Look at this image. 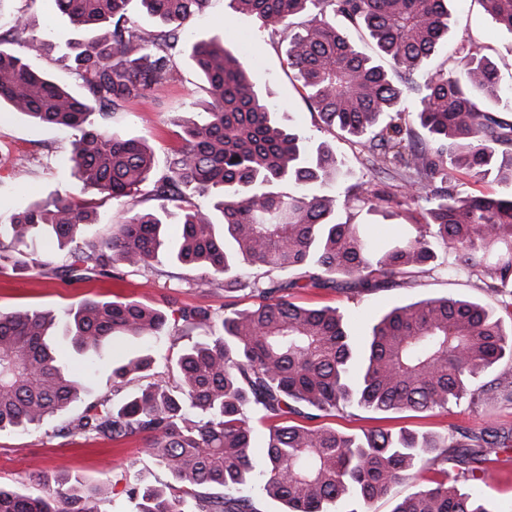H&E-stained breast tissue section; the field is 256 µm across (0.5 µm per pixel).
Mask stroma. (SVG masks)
Instances as JSON below:
<instances>
[{"instance_id":"obj_1","label":"stroma","mask_w":512,"mask_h":512,"mask_svg":"<svg viewBox=\"0 0 512 512\" xmlns=\"http://www.w3.org/2000/svg\"><path fill=\"white\" fill-rule=\"evenodd\" d=\"M14 13L27 14L33 33L42 39L64 43L71 36L68 24L58 16L53 0H8ZM448 36L432 56L430 69H453L458 65L453 49L461 39L481 47L496 64L504 88L512 89V31L498 24L478 0H454ZM222 35L232 50L248 63L253 84L275 104L283 123L311 137L313 143H326L350 164H357L361 149L341 133L319 130L318 117L298 93L297 81L288 69L284 44L272 41L259 21L251 15L235 12L229 0H210L206 13L195 20L187 38ZM194 63L181 55L176 59L172 80L163 91L132 101L113 111L106 123L120 138L145 140L154 151L157 168H165L172 152L181 143L186 123L200 121L207 98ZM74 135L52 126L32 124L17 112H0V224L9 223L19 208L37 200L72 193L87 201L94 212V230L108 233L112 224L134 213L157 207L152 183H144L132 196L112 199L93 189L83 188L73 175L69 156ZM43 263L26 270L15 269L13 259H0V311L41 310L58 313L78 307L88 299L130 300L158 305L166 298L176 299L185 309L205 308L220 315L224 308V281L205 270L169 263L153 271L133 272L115 265L111 275L89 274L76 280L65 273L63 255L36 246ZM445 296H466L486 305L495 299L477 288L474 279L464 275L451 278H418L409 288H388L376 293L347 298L333 290L297 289L296 302L309 307L331 306L344 310L356 335H364L370 324L393 307L412 301ZM182 341H167L162 350L149 352L147 346L131 337H117L104 350L102 362L89 378L87 399L109 396L122 402L135 392L138 381H130L121 390H113L111 370L134 356L153 355L154 370L166 375L165 359L176 356ZM81 405H73L62 414L50 417L40 427L27 431L0 432V485L20 493L38 496L44 485L38 473L48 476L69 474L88 485H103L106 498L99 502L100 512H137L136 501L125 494L127 484L144 479L163 489L171 479L166 470L148 455L141 439L115 442L104 437L83 440L64 435L63 426L77 417ZM332 426L358 433L375 428L409 427L435 435H452L454 429L507 433L512 431V404L494 400L470 403L462 399L450 412L426 417L407 413H380L350 410L331 418ZM486 481H475L457 466L448 473L461 488L481 496L489 512H512V447L501 450Z\"/></svg>"}]
</instances>
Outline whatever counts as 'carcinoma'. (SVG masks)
Returning a JSON list of instances; mask_svg holds the SVG:
<instances>
[{
  "label": "carcinoma",
  "instance_id": "1",
  "mask_svg": "<svg viewBox=\"0 0 512 512\" xmlns=\"http://www.w3.org/2000/svg\"><path fill=\"white\" fill-rule=\"evenodd\" d=\"M136 1L159 21L140 32L127 16ZM208 0H54L77 37L56 46L36 38L17 16L0 33V107L39 125L75 131L69 157L82 182L114 199L131 196L155 166L141 139H119L104 123L109 110L142 99L172 78L179 52L208 86L206 119L189 127L183 144L156 179L158 208L90 233L89 205L72 195L31 203L9 227L17 252L37 239L68 249L66 272L82 278L112 272L121 262L146 271L165 259L224 276V291L256 299L240 309L224 302L220 329L207 309H173L138 301L87 300L55 315L37 310L0 313V432L27 430L67 410L86 379L63 364L56 337L85 355L92 370L114 336L161 342L198 327L209 334L176 359L178 382L156 377L153 360L135 357L112 370L117 387L135 375L145 384L121 405L104 396L87 405L63 432L84 439L140 437L165 468L170 499L143 480L126 494L139 512H258L256 500L277 499L288 512H370L403 480L423 485L392 512H488L461 490L448 462L483 480L485 463L512 443V434L448 438L400 429L360 434L323 419L358 407L379 412H446L463 397L497 390L474 383L502 367L512 375V119L483 107L502 99L493 63L466 39L460 69L425 72L448 34L450 0H232L260 19L271 38L288 42L287 66L321 129L362 147L370 174L344 186L350 168L325 144L281 124L253 86L246 65L218 36L184 43L188 23ZM512 32V0H482ZM310 19L297 26L293 16ZM342 17L344 28L336 27ZM367 36L375 55L349 31ZM40 55L57 48L81 81L78 96L33 69L8 48ZM492 177L502 191L472 195L457 174ZM297 187L293 195L277 190ZM344 187L329 197L314 188ZM391 216L416 212L411 229L378 249L365 225L339 210ZM183 212L179 240L168 220ZM448 261L439 260L440 253ZM264 269L247 280L242 265ZM476 277L497 297L489 308L467 297L428 298L392 308L355 338L337 307L292 301L296 288L333 289L354 298L384 288H408L418 275ZM269 423L261 455L254 421ZM46 492L31 497L0 485V512H97L100 486L68 476L43 477ZM219 487L213 495L204 489Z\"/></svg>",
  "mask_w": 512,
  "mask_h": 512
}]
</instances>
